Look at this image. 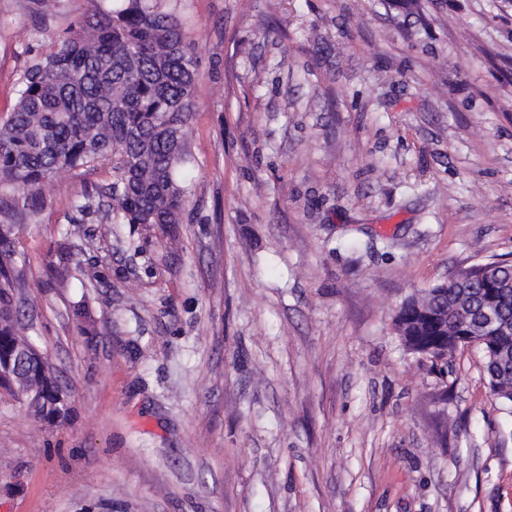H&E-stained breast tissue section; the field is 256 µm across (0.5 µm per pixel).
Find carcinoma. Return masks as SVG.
I'll return each instance as SVG.
<instances>
[{"label": "carcinoma", "mask_w": 512, "mask_h": 512, "mask_svg": "<svg viewBox=\"0 0 512 512\" xmlns=\"http://www.w3.org/2000/svg\"><path fill=\"white\" fill-rule=\"evenodd\" d=\"M165 0H101L29 67L7 120L0 124V185L13 190L0 214L35 216V190L63 169L110 167L115 180L97 198L71 205L81 216L125 224H181L189 188L179 178L191 163L183 129L194 112L196 73L178 15ZM15 223L0 225V320L21 336L28 325L13 303L11 268L23 243ZM491 275L457 272L421 297L405 299L395 323L405 349H431L436 360L458 348L464 325L484 324L494 288L500 314L512 326V264L491 263ZM498 348L483 355L491 395L512 414V330L493 335ZM68 395L55 385L32 414L69 415Z\"/></svg>", "instance_id": "1"}]
</instances>
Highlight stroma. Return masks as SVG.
Wrapping results in <instances>:
<instances>
[{
    "label": "stroma",
    "instance_id": "obj_1",
    "mask_svg": "<svg viewBox=\"0 0 512 512\" xmlns=\"http://www.w3.org/2000/svg\"><path fill=\"white\" fill-rule=\"evenodd\" d=\"M421 2L170 0L196 68L184 221L69 223L108 168L38 190L14 299L71 412L0 389V512H512L481 352L443 370L394 325L512 262V0ZM88 7L0 0V121ZM68 395L58 383L55 385L52 392H50L41 404L31 408V413L38 417L45 419L50 414L57 413L62 419H66L69 415L70 408L67 407Z\"/></svg>",
    "mask_w": 512,
    "mask_h": 512
}]
</instances>
